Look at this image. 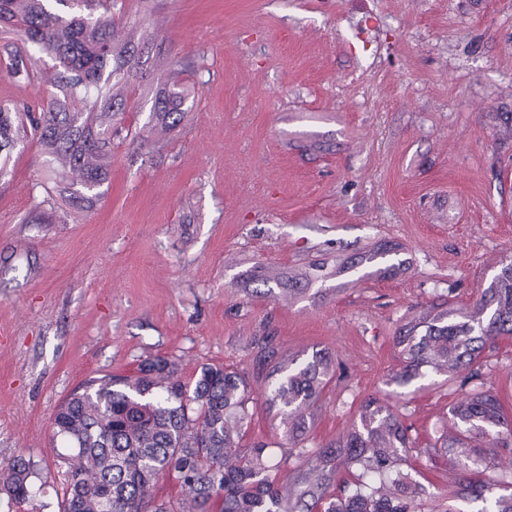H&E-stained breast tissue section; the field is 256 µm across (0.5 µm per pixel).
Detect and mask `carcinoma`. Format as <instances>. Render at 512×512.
Instances as JSON below:
<instances>
[{"label":"carcinoma","mask_w":512,"mask_h":512,"mask_svg":"<svg viewBox=\"0 0 512 512\" xmlns=\"http://www.w3.org/2000/svg\"><path fill=\"white\" fill-rule=\"evenodd\" d=\"M143 8L142 0H0V35L14 46L6 72L38 88L34 106L0 102V180L19 147L32 143L53 183L44 188L47 200L57 193L63 204L89 211L105 195L115 145L129 138L161 145L185 118L192 63L161 57L160 81L142 90L151 101L148 125L134 129L121 118L134 93L131 76L146 64L138 47L152 42L153 32L136 20ZM399 255V247L375 242L336 259V287L396 276L405 263ZM511 335L509 247L475 301L424 309L396 332L401 364L387 384L407 388L439 377L458 392L434 444L461 462L444 512L478 502L477 512H512V460L484 451L512 446V416L481 374L486 349ZM335 372L327 352L292 355L265 386L283 427L279 457L265 443L243 445L253 417L243 371L205 364L185 379L179 362L156 356L130 374L89 379L53 416V437L73 449L60 512H428L425 489L402 469L416 438L389 401L365 399L336 440L304 445ZM291 458L299 461L296 476L286 472ZM33 475L22 454L1 465L0 495L28 502ZM167 476L180 487L176 499L155 493Z\"/></svg>","instance_id":"carcinoma-1"}]
</instances>
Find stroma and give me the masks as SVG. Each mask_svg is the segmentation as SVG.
<instances>
[{
	"label": "stroma",
	"instance_id": "1",
	"mask_svg": "<svg viewBox=\"0 0 512 512\" xmlns=\"http://www.w3.org/2000/svg\"><path fill=\"white\" fill-rule=\"evenodd\" d=\"M153 50L194 56L188 119L163 151L115 148L110 188L74 217L46 203L26 145L0 182V464L30 457L53 484L20 512H59V403L93 377L155 356L184 376L251 371L257 344L328 351L305 444L332 442L377 396L418 436L414 477L444 502L448 459L429 448L447 387L386 386L414 307L472 302L512 246V0H151ZM410 263L323 289L316 266L373 241ZM303 269L285 303L253 264ZM486 358L512 410V338Z\"/></svg>",
	"mask_w": 512,
	"mask_h": 512
}]
</instances>
